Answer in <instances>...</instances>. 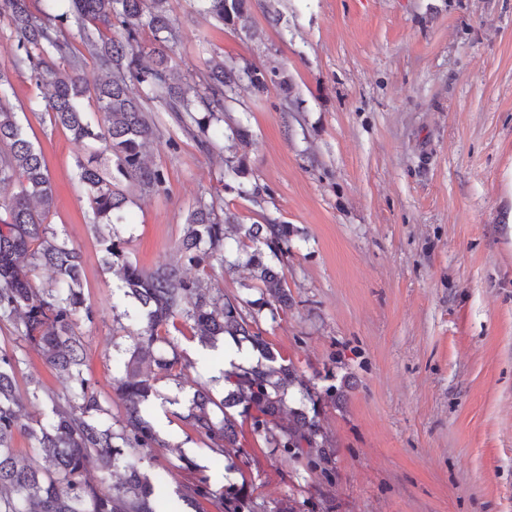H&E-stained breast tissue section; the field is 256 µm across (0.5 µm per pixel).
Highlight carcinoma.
Segmentation results:
<instances>
[{"label": "carcinoma", "mask_w": 512, "mask_h": 512, "mask_svg": "<svg viewBox=\"0 0 512 512\" xmlns=\"http://www.w3.org/2000/svg\"><path fill=\"white\" fill-rule=\"evenodd\" d=\"M200 2L207 14L233 29L248 21L247 0ZM167 3L42 0V15L37 16L30 0H0V19L8 21L16 41L14 67L51 88L31 110L48 113L54 125L71 132L78 143L98 147V154L105 156L95 166L77 163L78 180L86 192L104 264L120 281L123 296L137 304L133 349L112 354L113 390L119 400L114 413L83 371L85 344L79 321L94 323L96 312L85 304L81 256L48 223L54 196L45 159L7 106L13 84L1 71L0 184H15L17 191L0 205V330L8 331L12 341L11 347H0V512H187L203 501L218 512H267L265 503L245 495L246 482L227 486L203 472L172 495L156 491L163 472L196 469L181 445L160 435L151 410V400L158 397V377L180 384L191 366L169 335L168 325L177 317L188 322L193 336L206 346L214 347L228 336L256 352L222 374V398L198 390L185 412L174 413L206 449L243 474L240 462L249 459V453L241 448L239 436L248 422L252 435L271 452L305 456L309 468L327 471L331 443L317 404L324 396L340 398V389L332 384L320 393L301 384L293 362L259 328L263 311L275 322L292 307L286 268L295 230L288 224H242L228 209L221 219L215 203H203L188 213L174 259L152 271L130 261L115 234L128 203L122 185L158 191L165 183L164 173L145 162V148L158 129L130 83L143 88L145 100L173 113L183 130L210 151L226 138L241 144L248 140L242 126L226 133L220 125L236 89L246 84L261 92L273 81L266 70L222 61L212 63L200 85L179 81L171 56L176 20ZM144 27L154 35L146 65L139 42ZM75 39L102 72L97 84L102 124L81 107L83 54ZM58 60L67 66H57ZM197 112L204 116L196 117ZM246 176L245 155L229 150L224 179L237 184L240 195L261 197L263 189L247 187ZM228 228L237 235V250L253 271L256 300L229 297L209 283L211 261L226 262ZM186 266L202 270V275L184 277ZM42 267L51 269L55 278L39 288L33 276ZM31 345L40 350L49 368L69 379L67 391L50 398L48 409L35 419L25 417L23 407L38 398V382L29 381L30 388L23 391L17 381ZM151 364L160 376L145 370ZM295 387L302 403L292 407L289 394ZM18 434L30 443L25 454L13 447ZM93 469L99 473L95 482L89 478ZM120 469L123 476L111 480Z\"/></svg>", "instance_id": "cac0c4a2"}]
</instances>
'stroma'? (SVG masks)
<instances>
[{"instance_id": "35a3bbf8", "label": "stroma", "mask_w": 512, "mask_h": 512, "mask_svg": "<svg viewBox=\"0 0 512 512\" xmlns=\"http://www.w3.org/2000/svg\"><path fill=\"white\" fill-rule=\"evenodd\" d=\"M246 27L168 0L182 36L173 62L202 82L212 60L275 69L267 91L241 90L225 125H245L247 181L260 202L224 187V154L203 150L170 113L154 110L146 150L158 191L135 193L120 226L146 270L174 253L190 209L218 197L241 223L296 230L288 287L294 306L262 318L263 334L301 379L336 385L320 416L332 474L242 441L260 461L246 487L267 505L293 497L304 512H512V0H248ZM0 24L9 105L44 156L55 194L49 222L78 249L84 371L112 396L114 337L127 304L102 262L76 179L95 159L72 134L28 108L43 88L14 68ZM172 331L190 381L163 379L155 417L164 438L209 467L176 418L212 362L182 319ZM21 378L40 382L36 416L65 379L28 349Z\"/></svg>"}]
</instances>
